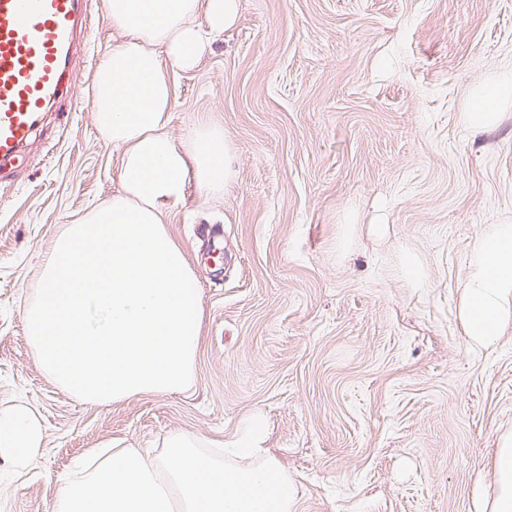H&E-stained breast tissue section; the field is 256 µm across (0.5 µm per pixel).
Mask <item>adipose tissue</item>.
Wrapping results in <instances>:
<instances>
[{"instance_id": "ef3b65f1", "label": "adipose tissue", "mask_w": 512, "mask_h": 512, "mask_svg": "<svg viewBox=\"0 0 512 512\" xmlns=\"http://www.w3.org/2000/svg\"><path fill=\"white\" fill-rule=\"evenodd\" d=\"M240 0H105L121 38L95 73L101 136L121 150L119 190L54 238L41 284L24 308L32 352L76 400L108 405L170 394L193 381L203 332L198 281L182 243L162 221L188 184L223 193L231 171L222 129L194 125L182 143L167 134L169 72L194 68L209 36L231 27ZM460 317L470 345L491 347L512 321V224L473 244ZM42 445L25 405L0 407V452L25 471ZM478 512H512V435L495 458L492 489H478Z\"/></svg>"}]
</instances>
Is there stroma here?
<instances>
[{"instance_id":"obj_1","label":"stroma","mask_w":512,"mask_h":512,"mask_svg":"<svg viewBox=\"0 0 512 512\" xmlns=\"http://www.w3.org/2000/svg\"><path fill=\"white\" fill-rule=\"evenodd\" d=\"M60 115L0 186V405L39 417L36 466L0 456V512H53L59 479L114 440L232 438L260 415L294 512H473L512 434V322L473 351L459 319L470 248L512 224V0H241L198 67L171 70L169 135L224 129L220 198L188 186L164 221L205 313L182 392L108 406L42 371L23 310L57 233L119 187L94 77L114 41L89 0ZM494 117L463 119L479 99Z\"/></svg>"}]
</instances>
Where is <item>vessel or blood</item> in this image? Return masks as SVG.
<instances>
[{"label": "vessel or blood", "mask_w": 512, "mask_h": 512, "mask_svg": "<svg viewBox=\"0 0 512 512\" xmlns=\"http://www.w3.org/2000/svg\"><path fill=\"white\" fill-rule=\"evenodd\" d=\"M87 0H0V184L63 95Z\"/></svg>", "instance_id": "obj_1"}]
</instances>
